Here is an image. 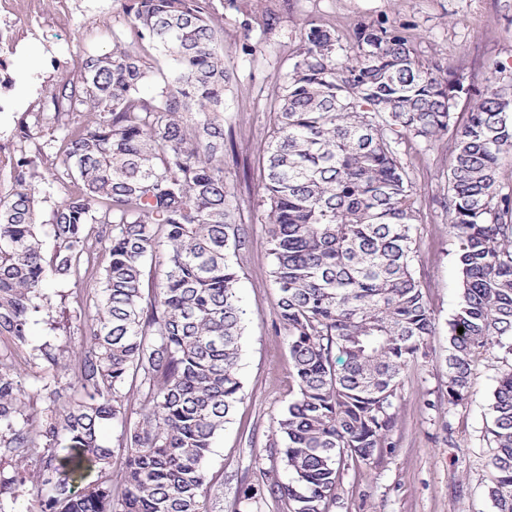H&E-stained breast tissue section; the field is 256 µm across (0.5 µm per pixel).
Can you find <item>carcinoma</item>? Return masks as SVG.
<instances>
[{"mask_svg": "<svg viewBox=\"0 0 512 512\" xmlns=\"http://www.w3.org/2000/svg\"><path fill=\"white\" fill-rule=\"evenodd\" d=\"M121 2L112 51L88 55L80 80L54 96L58 136L46 148L64 145L74 188L51 210L53 252L38 224L51 182L34 161L11 166L0 201V337L31 344L49 280L99 272L103 283L74 381L62 382L47 341L34 348L46 376L33 392L0 357V512L28 487V512H206L205 463L240 400L244 309L229 255L250 233L224 180V14L214 0ZM356 43L348 56L336 30L303 24L263 156L271 278L296 384L277 421L286 479L269 475L268 493L293 512H327L346 467L395 447L400 374L436 330L411 265L416 208L401 141L453 136L461 296L448 321V404L466 399L477 357L512 356V189L498 181L512 152V75L496 68L483 89L467 88L381 24L359 25ZM149 261L159 293L147 301ZM131 370L143 396L132 424ZM33 398L43 402L36 426ZM491 409L489 496L495 512H512V364ZM109 422L124 427L117 470L102 439Z\"/></svg>", "mask_w": 512, "mask_h": 512, "instance_id": "obj_1", "label": "carcinoma"}]
</instances>
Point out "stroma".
I'll list each match as a JSON object with an SVG mask.
<instances>
[{
	"instance_id": "35a3bbf8",
	"label": "stroma",
	"mask_w": 512,
	"mask_h": 512,
	"mask_svg": "<svg viewBox=\"0 0 512 512\" xmlns=\"http://www.w3.org/2000/svg\"><path fill=\"white\" fill-rule=\"evenodd\" d=\"M275 17L271 31L265 18ZM123 14L119 0H40L35 14L21 21L0 16L8 49L0 58V141H8L0 162V198L11 187V159L42 160L60 169V159L41 158L39 147L52 132V96L77 80L88 50L112 49V34ZM335 29L344 49H353L359 24L387 22L414 45L419 58L440 62L465 84L483 88L496 67L512 71V0H229L224 6V65L231 80L224 89V179L230 200L250 228L251 243L240 252V289L245 309L239 374L243 393L207 459L208 512H291L287 500L271 498L264 474L282 470L271 458L277 421L296 385L288 344L272 283L266 243L270 208L262 190L263 149L272 131L270 103L288 71L305 22ZM265 36V55L251 57L246 37ZM37 48L42 65L20 90L18 71L24 48ZM30 136L17 137L20 126ZM399 157L413 183L416 224L412 268L436 331L425 352L402 372L394 402L397 424L392 452L370 465L342 472L329 512H494L488 488L494 454L487 428L491 399L503 367L492 349L473 366L469 394L449 404L448 322L460 300L458 241L448 216L450 137L401 145ZM103 283L86 277L79 284L49 283L33 327L34 344L51 342L64 359L83 339L96 312Z\"/></svg>"
}]
</instances>
